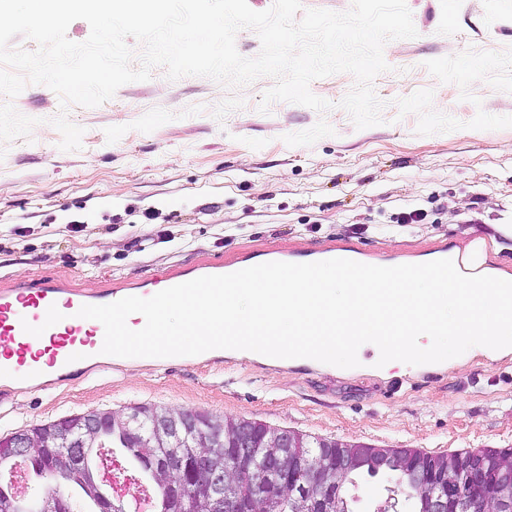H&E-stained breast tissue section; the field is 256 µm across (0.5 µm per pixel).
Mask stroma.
Instances as JSON below:
<instances>
[{
    "label": "stroma",
    "instance_id": "1",
    "mask_svg": "<svg viewBox=\"0 0 512 512\" xmlns=\"http://www.w3.org/2000/svg\"><path fill=\"white\" fill-rule=\"evenodd\" d=\"M416 37L388 41L373 88L383 124L356 129L351 74L313 80L325 113L275 84L230 87L156 67L95 108L61 109L47 86L0 104L38 124L0 142V280L59 275L76 288L132 284L228 255L336 241L386 260L482 238L512 273V0H407ZM83 127L60 150L52 118ZM159 217L147 220L146 210ZM423 211L419 224L397 214ZM359 366L252 352L129 358L119 368L0 389V435L72 414L134 406L192 410L321 439L429 454L512 448V350L441 363Z\"/></svg>",
    "mask_w": 512,
    "mask_h": 512
}]
</instances>
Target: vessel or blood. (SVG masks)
<instances>
[{
  "mask_svg": "<svg viewBox=\"0 0 512 512\" xmlns=\"http://www.w3.org/2000/svg\"><path fill=\"white\" fill-rule=\"evenodd\" d=\"M429 253L437 260H453L462 273L480 272L473 246L444 243L431 247ZM250 265V260L228 256L201 264L199 273L224 275ZM190 279L185 271L172 270L143 281L136 293L148 298ZM128 295L120 286L88 293L59 276L0 282V386L19 392L34 379L64 382L92 367H111V356L100 352L102 324L78 317L77 312L82 306L111 304Z\"/></svg>",
  "mask_w": 512,
  "mask_h": 512,
  "instance_id": "obj_1",
  "label": "vessel or blood"
}]
</instances>
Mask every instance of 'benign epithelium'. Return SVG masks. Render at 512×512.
<instances>
[{"instance_id":"benign-epithelium-1","label":"benign epithelium","mask_w":512,"mask_h":512,"mask_svg":"<svg viewBox=\"0 0 512 512\" xmlns=\"http://www.w3.org/2000/svg\"><path fill=\"white\" fill-rule=\"evenodd\" d=\"M154 429L160 435L178 436L190 430L204 427L203 417L184 411L153 409ZM112 426V415L81 416L72 424L61 426L57 433L49 437L32 428L22 429L5 435L6 441L0 442V457L3 459H28L43 450L60 446L65 449V456L70 462L67 473L78 481H84L85 471L80 462L89 452L90 442ZM295 443L292 432L282 429L274 439L276 451L263 456L261 468L281 472V479L288 491L298 497H306L317 485L327 486L333 493L340 486L326 485V477L322 476L319 455L309 452L300 462L296 471L284 468L281 449L291 448ZM229 452L236 458L239 465L247 469L253 468L256 462V439L248 427L237 429L233 438V448ZM373 454L359 446L336 456L332 470L336 474H344L364 465L372 459ZM411 479L419 485L428 502L427 512H512V502L501 500L496 508L490 509L483 491L492 484L512 485V465L501 458L492 461L478 455L469 461L463 473L462 481L468 485L471 494L463 499L459 496V480L453 475L443 476L432 467V462L417 456H405ZM181 485L185 489L194 486L198 477L203 476L210 491L215 497L224 498L226 472L222 469H211L201 472L200 462L182 463L179 466ZM39 512H71L69 500L52 492L41 499Z\"/></svg>"}]
</instances>
